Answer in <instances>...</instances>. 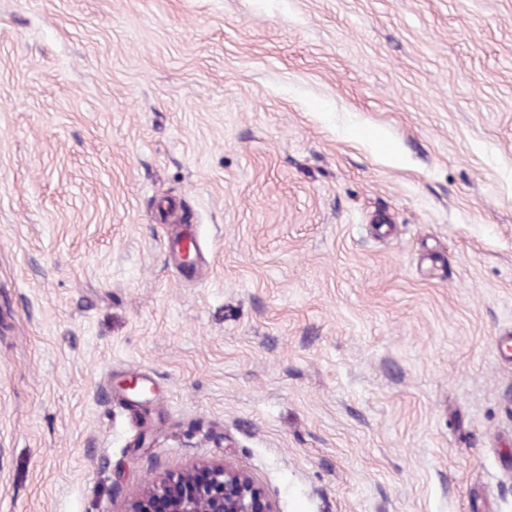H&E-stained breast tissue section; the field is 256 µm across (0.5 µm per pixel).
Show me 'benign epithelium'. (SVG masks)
Listing matches in <instances>:
<instances>
[{
  "label": "benign epithelium",
  "mask_w": 512,
  "mask_h": 512,
  "mask_svg": "<svg viewBox=\"0 0 512 512\" xmlns=\"http://www.w3.org/2000/svg\"><path fill=\"white\" fill-rule=\"evenodd\" d=\"M125 512H277L249 473L219 463L197 464L175 479L134 493Z\"/></svg>",
  "instance_id": "obj_1"
}]
</instances>
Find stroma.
<instances>
[{"mask_svg":"<svg viewBox=\"0 0 512 512\" xmlns=\"http://www.w3.org/2000/svg\"><path fill=\"white\" fill-rule=\"evenodd\" d=\"M511 458L512 0H0V512H512ZM124 512H277L249 473L219 463L196 464L175 479L135 492Z\"/></svg>","mask_w":512,"mask_h":512,"instance_id":"1","label":"stroma"}]
</instances>
